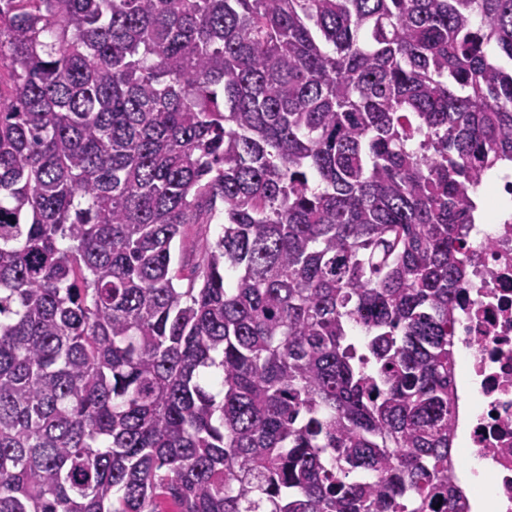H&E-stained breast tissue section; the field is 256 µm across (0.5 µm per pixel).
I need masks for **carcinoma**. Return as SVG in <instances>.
I'll use <instances>...</instances> for the list:
<instances>
[{"instance_id": "obj_1", "label": "carcinoma", "mask_w": 512, "mask_h": 512, "mask_svg": "<svg viewBox=\"0 0 512 512\" xmlns=\"http://www.w3.org/2000/svg\"><path fill=\"white\" fill-rule=\"evenodd\" d=\"M511 164L512 0H0V512H458ZM188 227L187 237L183 243V250L186 256L192 255L194 253V249L198 248V245L202 241V239L208 238L210 241H213L217 234L220 231V226L217 224L210 225H198V224H190Z\"/></svg>"}]
</instances>
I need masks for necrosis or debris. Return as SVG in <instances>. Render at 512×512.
<instances>
[{
	"instance_id": "1",
	"label": "necrosis or debris",
	"mask_w": 512,
	"mask_h": 512,
	"mask_svg": "<svg viewBox=\"0 0 512 512\" xmlns=\"http://www.w3.org/2000/svg\"><path fill=\"white\" fill-rule=\"evenodd\" d=\"M472 261L454 325L458 389L474 402L457 413L454 434L468 448L469 471L486 478L460 503L462 512H512V212L482 225L469 239Z\"/></svg>"
}]
</instances>
